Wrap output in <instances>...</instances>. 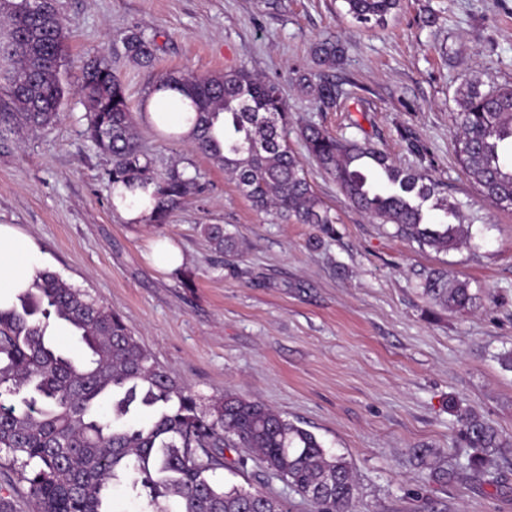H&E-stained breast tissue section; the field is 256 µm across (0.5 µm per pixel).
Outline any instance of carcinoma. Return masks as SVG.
Returning <instances> with one entry per match:
<instances>
[{"mask_svg":"<svg viewBox=\"0 0 512 512\" xmlns=\"http://www.w3.org/2000/svg\"><path fill=\"white\" fill-rule=\"evenodd\" d=\"M355 21L383 27L401 0H344ZM65 33L56 0H0V84L8 87L0 127L44 129L58 117L65 96L60 78ZM127 56L142 65L155 59L154 42L141 32L122 38ZM316 64L332 67L344 57L338 41L313 49ZM320 109L336 106V84L319 72L294 78ZM182 94L180 111L191 124L195 149L224 169L257 210L281 220L336 223L309 182L303 161L288 147V104L279 83L241 67L221 75L170 71L153 92ZM80 94L90 114L88 134L112 156V187L152 185L149 224H164L195 186L175 166L152 168L142 149L124 88L112 69L87 64ZM457 154L482 192L512 208V85L483 92L464 83ZM309 159L331 177L358 210L396 234L446 251L464 237L459 208L442 195L428 171L404 169L367 141L306 124L300 130ZM431 206H426L428 201ZM442 216L434 219L430 211ZM204 234L218 254L238 252L222 224ZM422 294L455 312L473 303L464 282L427 275ZM70 333L79 357L59 347L51 331ZM0 465L28 485L36 512H116L112 490L123 482L143 499L140 512H287L262 493L225 488L214 479L224 449L247 448L285 479L318 512H354L356 484L348 462L330 455L318 437L266 404L235 393L201 411L193 391L180 383L132 333L125 320L87 292L48 269L37 273L12 304L0 308ZM469 467L503 453L512 439L470 411L458 415Z\"/></svg>","mask_w":512,"mask_h":512,"instance_id":"cac0c4a2","label":"carcinoma"}]
</instances>
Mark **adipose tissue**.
I'll use <instances>...</instances> for the list:
<instances>
[{
	"label": "adipose tissue",
	"instance_id": "1",
	"mask_svg": "<svg viewBox=\"0 0 512 512\" xmlns=\"http://www.w3.org/2000/svg\"><path fill=\"white\" fill-rule=\"evenodd\" d=\"M45 262L40 248L13 225L0 224V306L28 287Z\"/></svg>",
	"mask_w": 512,
	"mask_h": 512
}]
</instances>
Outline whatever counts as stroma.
<instances>
[{"instance_id":"stroma-1","label":"stroma","mask_w":512,"mask_h":512,"mask_svg":"<svg viewBox=\"0 0 512 512\" xmlns=\"http://www.w3.org/2000/svg\"><path fill=\"white\" fill-rule=\"evenodd\" d=\"M66 31L57 121L34 133L0 132V224L40 246L47 267L124 317L201 408L232 392L316 434L351 465L359 512H512V464L468 465L457 408L512 438V209L484 196L455 155L461 83L512 82V0H402L385 27L347 15L344 0H57ZM155 40V62H133L121 39ZM340 38L343 61L325 74L341 91L317 109L291 80L313 69V44ZM121 79L155 171L171 166L197 186L167 223L132 224L112 204L110 155L88 138L79 87L86 63ZM247 68L279 81L288 145L316 124L368 140L401 167L429 170L459 203L471 238L443 252L395 238L350 205L314 164L308 178L336 217V233L256 211L223 169L182 140L163 138L141 112L159 76ZM224 225L240 254L218 256L202 228ZM321 237L312 247L313 237ZM167 240L181 273L152 256ZM432 270L467 283L473 306L451 312L423 296ZM427 452L415 456V449ZM448 468V483L434 467ZM215 477L261 492L288 512H316L245 448L224 451Z\"/></svg>"}]
</instances>
